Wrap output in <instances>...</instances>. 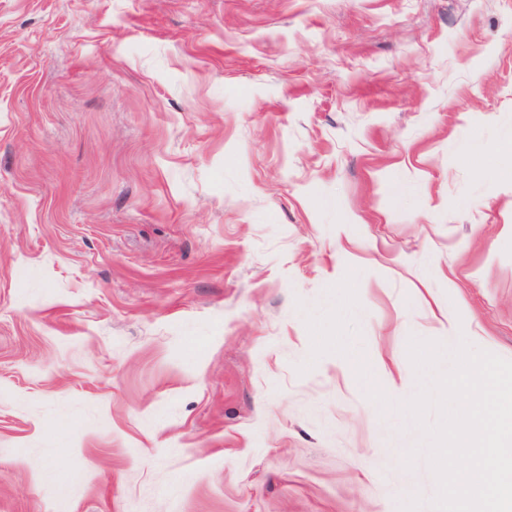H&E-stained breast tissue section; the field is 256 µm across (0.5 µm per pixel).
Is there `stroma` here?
Listing matches in <instances>:
<instances>
[{
  "mask_svg": "<svg viewBox=\"0 0 512 512\" xmlns=\"http://www.w3.org/2000/svg\"><path fill=\"white\" fill-rule=\"evenodd\" d=\"M512 0H0V512H402L410 337L512 360Z\"/></svg>",
  "mask_w": 512,
  "mask_h": 512,
  "instance_id": "35a3bbf8",
  "label": "stroma"
}]
</instances>
